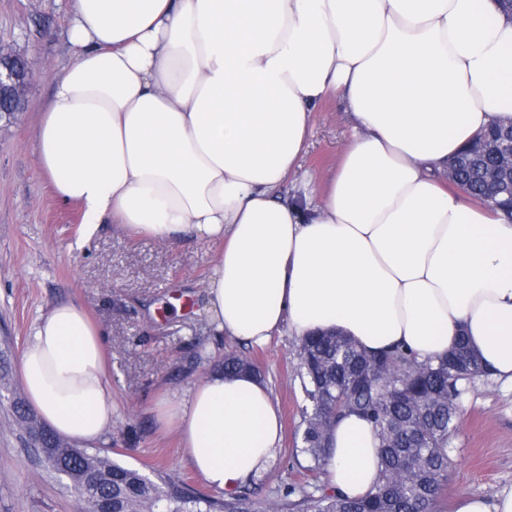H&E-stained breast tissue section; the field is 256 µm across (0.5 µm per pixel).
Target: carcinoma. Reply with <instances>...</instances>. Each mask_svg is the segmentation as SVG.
I'll return each instance as SVG.
<instances>
[{
    "instance_id": "cac0c4a2",
    "label": "carcinoma",
    "mask_w": 512,
    "mask_h": 512,
    "mask_svg": "<svg viewBox=\"0 0 512 512\" xmlns=\"http://www.w3.org/2000/svg\"><path fill=\"white\" fill-rule=\"evenodd\" d=\"M488 162L473 142L452 160L467 193L495 208L484 180ZM296 359L303 392V474L328 470L330 433L342 418L358 415L373 425L380 441L377 479L366 494L350 498L303 480L265 505L245 486L222 501L190 489L177 476L151 477L107 452L73 448L31 415L10 383L7 354L0 356V399L11 401L23 432L40 437L38 455L76 494V512H441L458 400L473 378L484 375L466 342L433 364L399 349L368 354L341 333H318L299 339ZM223 369L256 372L242 356L224 358Z\"/></svg>"
}]
</instances>
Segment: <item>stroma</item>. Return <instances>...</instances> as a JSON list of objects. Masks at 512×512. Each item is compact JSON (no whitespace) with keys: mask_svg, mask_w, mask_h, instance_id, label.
Returning <instances> with one entry per match:
<instances>
[{"mask_svg":"<svg viewBox=\"0 0 512 512\" xmlns=\"http://www.w3.org/2000/svg\"><path fill=\"white\" fill-rule=\"evenodd\" d=\"M72 0H0V49L33 62L29 106L0 125V332L13 339L19 367L27 336L43 313L61 302L87 310L106 332L112 382V424L98 443L114 459L150 472L161 467L189 485L206 484L189 466L175 432H161L155 407L179 397L224 355L252 358L279 407L283 430L267 471L251 478L254 499L267 502L298 479L296 457L302 392L295 373L296 336L281 331L262 347L215 335L207 322L204 283L217 250L186 237L167 245L101 224L84 236L82 210L55 196L34 151L38 110L53 75L73 57L68 40ZM351 118L340 100L313 114L300 175L321 181L349 145ZM447 510L462 495L494 499L512 489V387L482 377L468 384L448 438ZM73 495L27 451L0 406V512H75Z\"/></svg>","mask_w":512,"mask_h":512,"instance_id":"35a3bbf8","label":"stroma"}]
</instances>
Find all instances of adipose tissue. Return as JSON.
<instances>
[{
	"mask_svg": "<svg viewBox=\"0 0 512 512\" xmlns=\"http://www.w3.org/2000/svg\"><path fill=\"white\" fill-rule=\"evenodd\" d=\"M68 37L75 57L37 121L40 168L87 231L220 244L206 284L217 334L262 346L337 329L421 361L463 335L512 384V219L437 177L478 132L512 122V19L494 0H74ZM333 97L352 141L309 206L279 188ZM21 377L55 433L100 442L112 386L84 308L38 319ZM157 418L226 492L280 441L266 384L219 370L163 396ZM330 446L331 486L365 494L372 425L345 417Z\"/></svg>",
	"mask_w": 512,
	"mask_h": 512,
	"instance_id": "ef3b65f1",
	"label": "adipose tissue"
}]
</instances>
